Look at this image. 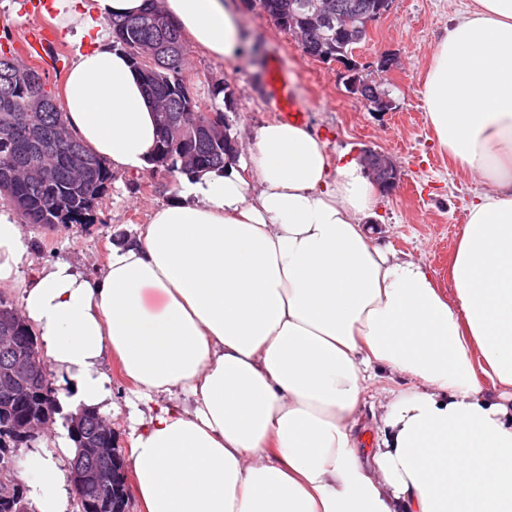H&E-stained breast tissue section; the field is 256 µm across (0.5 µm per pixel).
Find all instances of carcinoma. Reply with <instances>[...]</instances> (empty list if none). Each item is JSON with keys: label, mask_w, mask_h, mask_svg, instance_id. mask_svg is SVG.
<instances>
[{"label": "carcinoma", "mask_w": 512, "mask_h": 512, "mask_svg": "<svg viewBox=\"0 0 512 512\" xmlns=\"http://www.w3.org/2000/svg\"><path fill=\"white\" fill-rule=\"evenodd\" d=\"M379 0H258L283 31L303 36L302 50L323 61L349 64L354 45L367 37ZM157 0L131 18L109 22L116 42L140 70L156 103L159 138L154 168L193 174L224 167L233 136H224V112L201 102L182 73L185 43L174 21L160 29ZM46 74L0 50V198L26 223L52 230L82 224L104 195L112 173L66 127ZM38 114L37 130L24 121ZM38 406L29 395L0 396V426Z\"/></svg>", "instance_id": "carcinoma-1"}]
</instances>
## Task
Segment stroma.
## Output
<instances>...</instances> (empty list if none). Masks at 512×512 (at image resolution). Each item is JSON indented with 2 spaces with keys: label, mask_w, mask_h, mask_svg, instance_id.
I'll list each match as a JSON object with an SVG mask.
<instances>
[{
  "label": "stroma",
  "mask_w": 512,
  "mask_h": 512,
  "mask_svg": "<svg viewBox=\"0 0 512 512\" xmlns=\"http://www.w3.org/2000/svg\"><path fill=\"white\" fill-rule=\"evenodd\" d=\"M39 2L0 0V47L20 44L30 29H42L53 42L43 65L47 88L59 97L76 48L36 11ZM236 3L244 36L240 57L221 62L189 47L183 71L186 84L204 102L210 100L216 82L233 87L235 104L228 117L239 137L244 130L277 119L262 76L271 61L287 66L307 112L306 127L328 140L331 153L357 156L371 148L395 161L401 179L392 192L377 198L371 229L383 247L399 257L420 260L440 287L451 291L448 260L467 220L476 180L449 170L426 120L419 90L439 39L470 0H393L389 13L372 25L352 58L363 75L388 95L391 106L385 111L348 93L341 63L305 55L259 7L248 6L246 0ZM386 55L395 56L397 63L385 72L380 60ZM177 182V177L150 168L113 172L86 223L53 232L31 227L26 243L36 263L61 257L94 272L113 246L134 241L150 214L175 198Z\"/></svg>",
  "instance_id": "1"
}]
</instances>
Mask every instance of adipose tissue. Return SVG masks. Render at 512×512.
<instances>
[{
  "label": "adipose tissue",
  "instance_id": "adipose-tissue-1",
  "mask_svg": "<svg viewBox=\"0 0 512 512\" xmlns=\"http://www.w3.org/2000/svg\"><path fill=\"white\" fill-rule=\"evenodd\" d=\"M144 0H43L77 44L63 80L69 129L113 170L151 167L157 121L111 19ZM210 58L235 60L229 0H163ZM450 168L476 190L451 256L452 293L365 224L379 189L307 127L252 130L247 158L182 176L136 243L90 275L37 270L0 209V286L55 373L62 414L114 408L107 358L132 386L138 512H512V0H474L439 40L421 85ZM254 180H247V173ZM381 434L357 415L381 373ZM26 451L35 512H70L62 465L77 444Z\"/></svg>",
  "mask_w": 512,
  "mask_h": 512
}]
</instances>
